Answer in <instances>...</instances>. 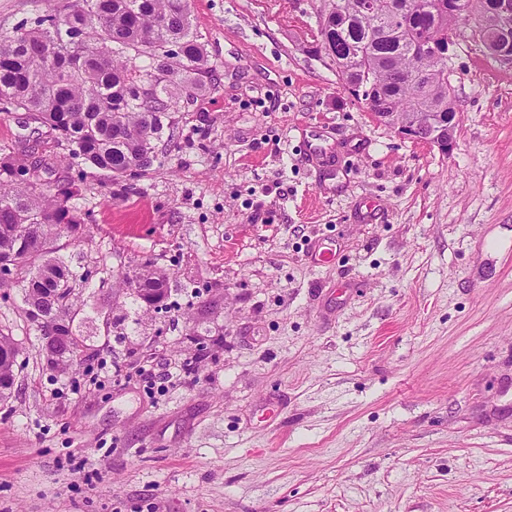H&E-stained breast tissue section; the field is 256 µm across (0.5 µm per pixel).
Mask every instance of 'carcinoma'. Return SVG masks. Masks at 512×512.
Wrapping results in <instances>:
<instances>
[{
    "instance_id": "carcinoma-1",
    "label": "carcinoma",
    "mask_w": 512,
    "mask_h": 512,
    "mask_svg": "<svg viewBox=\"0 0 512 512\" xmlns=\"http://www.w3.org/2000/svg\"><path fill=\"white\" fill-rule=\"evenodd\" d=\"M457 16L448 19V0H374L368 15L357 13L358 0H329L319 21L320 49L340 59L336 74L346 82L370 75L371 112L457 113L449 66L432 56L412 55L405 40L431 38L444 42L448 24L482 31L484 0H455ZM174 74L149 96L139 95L141 76L125 57L134 50L157 57L168 45ZM203 45L191 28L188 0H74L64 11L51 10L0 36V109L24 110L59 141L73 146L72 157L114 180L127 177L130 166L156 154L154 141L170 124L181 88L195 89L207 73ZM28 165L27 154L0 157V259H11L22 279L27 319L47 337H65L53 366L67 365L82 342L73 332L80 309L73 299L76 274L45 245L58 228L78 232L86 220L72 203L75 181L57 179L54 191L39 181L13 179L14 169ZM166 273L147 264L121 284L145 299V286ZM19 348L0 335V400L16 384Z\"/></svg>"
}]
</instances>
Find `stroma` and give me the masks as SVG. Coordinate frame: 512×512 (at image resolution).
Here are the masks:
<instances>
[{
	"instance_id": "stroma-1",
	"label": "stroma",
	"mask_w": 512,
	"mask_h": 512,
	"mask_svg": "<svg viewBox=\"0 0 512 512\" xmlns=\"http://www.w3.org/2000/svg\"><path fill=\"white\" fill-rule=\"evenodd\" d=\"M66 2L0 0V34ZM189 7L212 72L136 190L87 175L53 237L82 365L0 281V512H512V62L457 39L444 153L324 64L323 0ZM28 148L71 153L0 112ZM148 262L162 310L119 288ZM19 348L8 337L0 335V400H7L16 384L15 366Z\"/></svg>"
}]
</instances>
